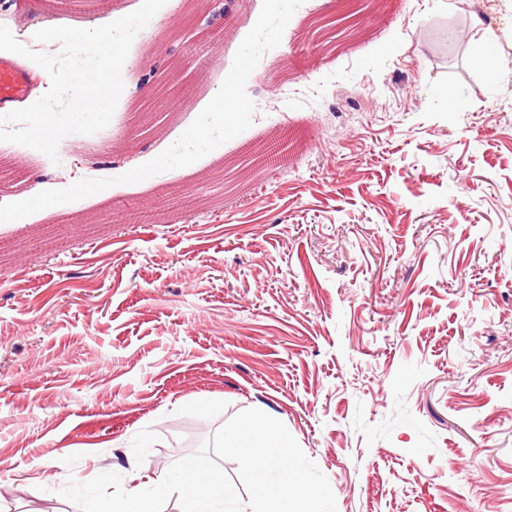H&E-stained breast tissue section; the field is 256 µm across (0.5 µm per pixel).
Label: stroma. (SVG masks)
Returning <instances> with one entry per match:
<instances>
[{
	"mask_svg": "<svg viewBox=\"0 0 512 512\" xmlns=\"http://www.w3.org/2000/svg\"><path fill=\"white\" fill-rule=\"evenodd\" d=\"M54 2L0 0V25L27 46L136 0ZM184 11L167 0L131 45L110 127L55 162L0 142V512H81L70 477L151 487L190 431L258 406L337 512H512V0H205L189 27ZM476 18L493 83L470 63ZM448 27L460 51L437 50ZM181 56L183 95L127 145L136 97ZM247 65L241 111H204ZM195 122L212 148L163 165ZM280 133L302 147L234 188L226 157ZM37 192L53 216L31 214ZM495 36L491 32H485L481 38L479 48L471 59L472 65L486 74L491 81H496L501 71L500 58L496 52L490 51L486 45L492 43Z\"/></svg>",
	"mask_w": 512,
	"mask_h": 512,
	"instance_id": "35a3bbf8",
	"label": "stroma"
}]
</instances>
